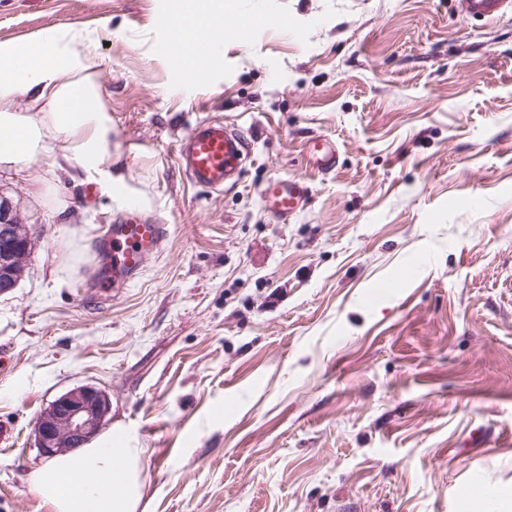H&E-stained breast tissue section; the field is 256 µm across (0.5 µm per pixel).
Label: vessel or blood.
<instances>
[{
	"label": "vessel or blood",
	"instance_id": "b4317fda",
	"mask_svg": "<svg viewBox=\"0 0 512 512\" xmlns=\"http://www.w3.org/2000/svg\"><path fill=\"white\" fill-rule=\"evenodd\" d=\"M461 12L472 19L491 21L512 11V0H458ZM312 169L329 172L339 164L336 148L324 138L306 145ZM250 159V146L243 132L219 119L200 122L177 148V161L189 182L211 193L237 185ZM310 186L299 178L274 177L262 191L264 208L280 219L297 214L304 206ZM166 225L130 208L99 237L94 286L121 288L141 273L146 259L160 249Z\"/></svg>",
	"mask_w": 512,
	"mask_h": 512
}]
</instances>
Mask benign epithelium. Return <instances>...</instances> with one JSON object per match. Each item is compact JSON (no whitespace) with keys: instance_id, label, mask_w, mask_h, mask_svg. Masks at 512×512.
Masks as SVG:
<instances>
[{"instance_id":"7a95c632","label":"benign epithelium","mask_w":512,"mask_h":512,"mask_svg":"<svg viewBox=\"0 0 512 512\" xmlns=\"http://www.w3.org/2000/svg\"><path fill=\"white\" fill-rule=\"evenodd\" d=\"M30 229L20 222L8 202L0 200V294L16 287L31 254ZM111 410L108 396L99 388L83 385L57 397L38 419L37 448L51 458L90 442L101 431Z\"/></svg>"}]
</instances>
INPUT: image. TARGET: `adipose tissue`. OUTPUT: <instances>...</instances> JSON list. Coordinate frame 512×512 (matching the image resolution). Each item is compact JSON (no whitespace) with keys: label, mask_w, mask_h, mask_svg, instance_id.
<instances>
[{"label":"adipose tissue","mask_w":512,"mask_h":512,"mask_svg":"<svg viewBox=\"0 0 512 512\" xmlns=\"http://www.w3.org/2000/svg\"><path fill=\"white\" fill-rule=\"evenodd\" d=\"M231 0H167L171 67L199 70L224 50V14ZM108 29L53 24L21 38L0 39V170L40 163L96 184L109 197L140 207L147 199L121 172V144L99 81V46ZM145 483L144 450L127 429L78 455H62L30 475L52 512H138Z\"/></svg>","instance_id":"1"}]
</instances>
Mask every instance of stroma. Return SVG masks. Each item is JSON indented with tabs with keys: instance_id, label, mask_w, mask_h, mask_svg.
<instances>
[{
	"instance_id": "stroma-1",
	"label": "stroma",
	"mask_w": 512,
	"mask_h": 512,
	"mask_svg": "<svg viewBox=\"0 0 512 512\" xmlns=\"http://www.w3.org/2000/svg\"><path fill=\"white\" fill-rule=\"evenodd\" d=\"M191 84L157 48L164 0H0V39L110 19L100 71L127 183L167 224L130 286L92 299L94 244L124 211L39 164L0 171L35 247L0 295V512L29 483L42 411L110 396L145 450L146 512H478L512 490V14L456 0H239ZM250 25L241 28L242 15ZM249 135L238 186L193 187L175 152L202 120ZM321 136L335 171H313ZM307 179L272 217L260 191ZM461 12L471 19L495 20L512 10L511 0H458ZM307 162L313 170L329 172L339 164V154L336 148L325 138H316L306 145ZM310 186L300 178H270L261 191L264 208L280 219L297 214L307 200Z\"/></svg>"
}]
</instances>
